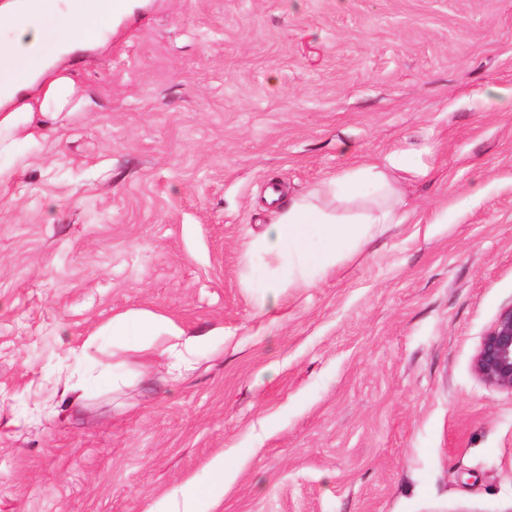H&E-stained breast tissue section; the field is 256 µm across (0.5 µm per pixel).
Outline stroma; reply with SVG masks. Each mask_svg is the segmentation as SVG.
Wrapping results in <instances>:
<instances>
[{
  "mask_svg": "<svg viewBox=\"0 0 512 512\" xmlns=\"http://www.w3.org/2000/svg\"><path fill=\"white\" fill-rule=\"evenodd\" d=\"M67 65L90 110L0 157V512H512V0H140ZM413 151L408 218L261 315L244 245L292 193ZM130 310L214 332L185 379ZM79 385L64 393L57 376ZM472 369L485 385L512 393V306L499 312L482 337Z\"/></svg>",
  "mask_w": 512,
  "mask_h": 512,
  "instance_id": "1",
  "label": "stroma"
}]
</instances>
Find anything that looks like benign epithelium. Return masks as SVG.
I'll return each instance as SVG.
<instances>
[{
    "label": "benign epithelium",
    "mask_w": 512,
    "mask_h": 512,
    "mask_svg": "<svg viewBox=\"0 0 512 512\" xmlns=\"http://www.w3.org/2000/svg\"><path fill=\"white\" fill-rule=\"evenodd\" d=\"M472 369L485 385L512 393V306L499 312L482 337Z\"/></svg>",
    "instance_id": "benign-epithelium-1"
}]
</instances>
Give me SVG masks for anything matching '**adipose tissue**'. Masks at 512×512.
Returning <instances> with one entry per match:
<instances>
[{"instance_id":"obj_1","label":"adipose tissue","mask_w":512,"mask_h":512,"mask_svg":"<svg viewBox=\"0 0 512 512\" xmlns=\"http://www.w3.org/2000/svg\"><path fill=\"white\" fill-rule=\"evenodd\" d=\"M136 6V0H9L0 7V153L18 150L34 113L89 105L60 64L80 44L104 45L114 23ZM402 173L424 178L428 170L402 150L378 162H358L290 199L279 183L268 186L265 199L274 218L245 250L246 260H257L267 271L262 315L277 317L285 289L316 286L345 256L389 225L405 222ZM134 336L170 337L166 351L178 379L194 370L196 352L207 341L161 315L129 311L113 318L114 343Z\"/></svg>"}]
</instances>
